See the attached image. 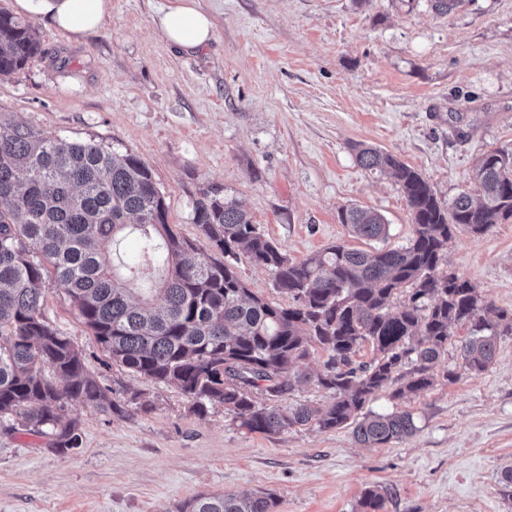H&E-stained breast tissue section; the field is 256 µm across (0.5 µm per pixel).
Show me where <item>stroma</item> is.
<instances>
[{
	"mask_svg": "<svg viewBox=\"0 0 512 512\" xmlns=\"http://www.w3.org/2000/svg\"><path fill=\"white\" fill-rule=\"evenodd\" d=\"M177 3L111 0L81 38L34 19L41 51L0 80V114L136 155L187 238L198 236L195 200L218 186L293 259L337 243L395 247L413 231L407 201L393 178L357 164L355 145L397 156L444 202L477 194L480 156L512 150V0L445 15L427 0H196L214 37L195 52L155 26ZM352 205L385 217L387 241L353 237L338 220ZM443 267L512 312V221L455 231ZM43 312L121 410L70 402L82 445L65 454L0 430V512H179L224 491L273 493L276 512H361L369 489L381 512H512L510 333L472 375L456 328L432 387L404 399L387 387L366 403L411 411L416 432L367 448L349 425L263 435L220 405L196 414L177 387L113 365L51 277Z\"/></svg>",
	"mask_w": 512,
	"mask_h": 512,
	"instance_id": "obj_1",
	"label": "stroma"
}]
</instances>
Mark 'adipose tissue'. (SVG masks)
<instances>
[{"label":"adipose tissue","mask_w":512,"mask_h":512,"mask_svg":"<svg viewBox=\"0 0 512 512\" xmlns=\"http://www.w3.org/2000/svg\"><path fill=\"white\" fill-rule=\"evenodd\" d=\"M24 11L42 16L63 31L82 36L96 30L110 9V0H16ZM157 27L165 40L180 49L196 51L213 37V24L195 6V0H181L176 7L161 11Z\"/></svg>","instance_id":"1"}]
</instances>
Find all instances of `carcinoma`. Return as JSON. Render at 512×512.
Returning <instances> with one entry per match:
<instances>
[{
  "label": "carcinoma",
  "mask_w": 512,
  "mask_h": 512,
  "mask_svg": "<svg viewBox=\"0 0 512 512\" xmlns=\"http://www.w3.org/2000/svg\"><path fill=\"white\" fill-rule=\"evenodd\" d=\"M40 52L29 21L0 10V78ZM358 164L400 185L413 224L395 248L331 245L297 261L251 222L235 198L214 188L193 204L198 238L168 223L152 172L135 155L98 141H71L0 117V427L46 438L61 450L82 435L68 403L103 411L109 399L82 353L43 316L45 276L54 274L112 362L132 375L179 388L202 415L224 406L241 429L281 434L311 424L326 432L354 425L356 439L380 448L417 426L407 410L361 413L371 396L403 381L393 395L433 385L432 369L454 329L464 327L462 368L479 374L512 332L467 280L441 268L453 230L474 235L512 219V150L478 159L480 195L444 204L414 168L376 147H355ZM339 221L358 237L383 239L379 212L350 207ZM135 232L139 250L115 264L112 245ZM204 245H199V241ZM270 270L281 307L245 286L236 264ZM409 301L392 310L401 289ZM375 355L354 365L364 343ZM326 355L316 383L333 394L326 407L284 404L315 350ZM263 390L267 402L253 399ZM271 493L199 495L180 512H274Z\"/></svg>",
  "instance_id": "carcinoma-1"
}]
</instances>
